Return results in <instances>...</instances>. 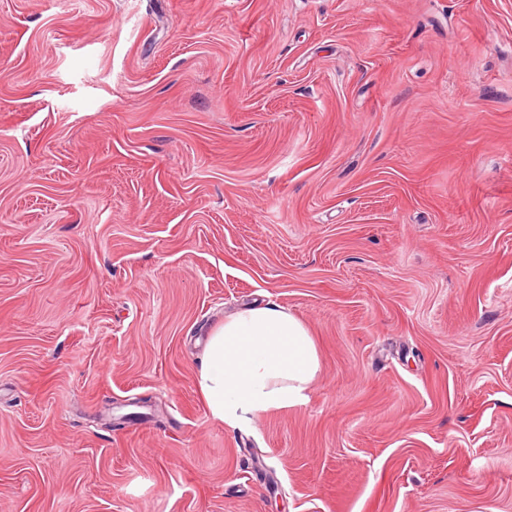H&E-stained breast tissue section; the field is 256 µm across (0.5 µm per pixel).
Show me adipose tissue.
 Listing matches in <instances>:
<instances>
[{
    "instance_id": "obj_1",
    "label": "adipose tissue",
    "mask_w": 512,
    "mask_h": 512,
    "mask_svg": "<svg viewBox=\"0 0 512 512\" xmlns=\"http://www.w3.org/2000/svg\"><path fill=\"white\" fill-rule=\"evenodd\" d=\"M319 373L307 326L268 304L241 309L213 329L197 383L211 417L234 430L269 410L306 404Z\"/></svg>"
}]
</instances>
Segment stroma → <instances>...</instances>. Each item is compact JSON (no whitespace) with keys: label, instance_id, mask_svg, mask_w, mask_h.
Masks as SVG:
<instances>
[{"label":"stroma","instance_id":"stroma-1","mask_svg":"<svg viewBox=\"0 0 512 512\" xmlns=\"http://www.w3.org/2000/svg\"><path fill=\"white\" fill-rule=\"evenodd\" d=\"M0 512H512V0H0ZM319 373L307 326L269 303L243 308L213 329L197 383L211 417L234 430L269 410L306 404Z\"/></svg>","mask_w":512,"mask_h":512}]
</instances>
